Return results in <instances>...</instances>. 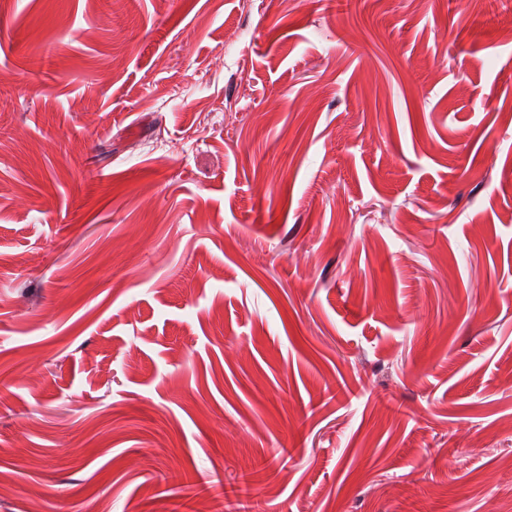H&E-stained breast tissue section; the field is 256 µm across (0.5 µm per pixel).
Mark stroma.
Masks as SVG:
<instances>
[{
  "instance_id": "35a3bbf8",
  "label": "stroma",
  "mask_w": 512,
  "mask_h": 512,
  "mask_svg": "<svg viewBox=\"0 0 512 512\" xmlns=\"http://www.w3.org/2000/svg\"><path fill=\"white\" fill-rule=\"evenodd\" d=\"M500 512L512 0H0V512Z\"/></svg>"
}]
</instances>
